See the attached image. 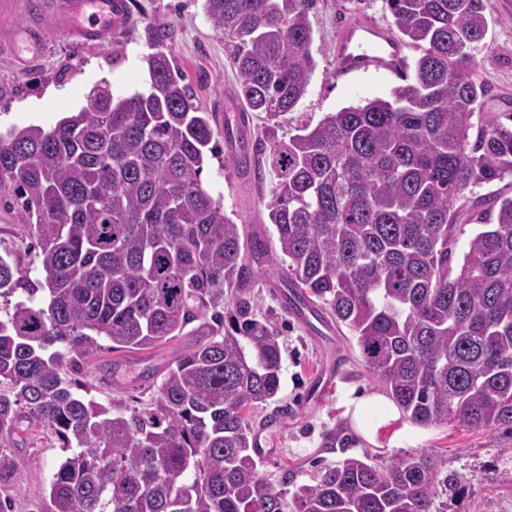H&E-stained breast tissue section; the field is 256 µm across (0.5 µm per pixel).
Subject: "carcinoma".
<instances>
[{
    "instance_id": "carcinoma-1",
    "label": "carcinoma",
    "mask_w": 512,
    "mask_h": 512,
    "mask_svg": "<svg viewBox=\"0 0 512 512\" xmlns=\"http://www.w3.org/2000/svg\"><path fill=\"white\" fill-rule=\"evenodd\" d=\"M317 0H203L224 37L245 112L267 121L262 163L276 239L204 189L218 154L194 102L147 30L149 88L93 90L89 108L0 138V203L19 212L40 259L33 279L0 255V447L51 431L66 453L45 512H444L430 455L347 457L313 483L278 488L259 471L245 409L281 390L278 337L247 295V258L277 262L285 305L314 307L352 333L360 357L420 427L512 428V196L475 187L512 178V125L481 114L471 75L488 31L484 0H384L421 49L389 100L327 113L284 138L279 127L315 70ZM479 223L454 261L460 211ZM195 341L165 368L149 403L90 397L74 377L101 350Z\"/></svg>"
}]
</instances>
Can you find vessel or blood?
<instances>
[{"mask_svg": "<svg viewBox=\"0 0 512 512\" xmlns=\"http://www.w3.org/2000/svg\"><path fill=\"white\" fill-rule=\"evenodd\" d=\"M55 5L62 28L80 42L97 47L111 43L129 19L125 0H55ZM334 55L340 77L369 72L397 76L406 65L403 44L388 27L365 17L339 28Z\"/></svg>", "mask_w": 512, "mask_h": 512, "instance_id": "vessel-or-blood-1", "label": "vessel or blood"}]
</instances>
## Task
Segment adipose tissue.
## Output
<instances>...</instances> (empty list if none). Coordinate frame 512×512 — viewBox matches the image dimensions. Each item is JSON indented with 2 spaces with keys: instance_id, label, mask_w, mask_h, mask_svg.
I'll return each instance as SVG.
<instances>
[{
  "instance_id": "ef3b65f1",
  "label": "adipose tissue",
  "mask_w": 512,
  "mask_h": 512,
  "mask_svg": "<svg viewBox=\"0 0 512 512\" xmlns=\"http://www.w3.org/2000/svg\"><path fill=\"white\" fill-rule=\"evenodd\" d=\"M345 415L355 432L368 444L395 441L404 432L401 412L384 395L360 394L346 403Z\"/></svg>"
}]
</instances>
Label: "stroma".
<instances>
[{
    "label": "stroma",
    "instance_id": "stroma-1",
    "mask_svg": "<svg viewBox=\"0 0 512 512\" xmlns=\"http://www.w3.org/2000/svg\"><path fill=\"white\" fill-rule=\"evenodd\" d=\"M35 0H0V135L31 124L55 126L62 113H76L89 103L93 88L109 83L120 93H131L145 84L150 49L148 27L168 34V53L189 83L197 104L214 113L216 124L236 116L241 108L237 77L224 50V40L205 17L202 0H138L126 27L106 47L72 42L61 30L50 7L37 15L45 33L41 44L20 39L29 22ZM503 0H484L489 30L475 44L473 77L488 90L484 109L492 113L512 110V9ZM368 16L392 25L383 0H318L310 14L314 30L312 55L316 63L307 94L289 113L284 133L304 124H317L326 113L390 98L398 86L396 77L368 73L349 80L334 74L335 34L344 19ZM208 192L221 199L227 215L236 223L261 231L269 226L265 207L273 186L272 175L257 180L210 160L201 175ZM17 256L23 269L35 270L37 261L26 224L15 212L0 208V254ZM257 318L277 334L282 350L281 391L277 402L247 409L259 422L277 415L283 423L272 453L264 457L260 471L272 484L284 475L308 483L320 468L357 456L372 460L409 454H428L439 460L442 473H456L464 493H443L446 512H512V430L506 427L424 428L407 424L404 437L374 447L361 444L345 417L347 400L361 393H386V386L361 361L344 332L336 325L298 323L285 308L280 266L253 263L249 287ZM184 336L150 351L124 353L102 351L101 368L92 370L96 401L108 403L149 400V374H161L175 349L189 345ZM337 367L333 386L311 389L314 374ZM7 455L11 471L0 476V497L13 501V512H43L50 483L64 453L47 431L37 429L16 436Z\"/></svg>",
    "mask_w": 512,
    "mask_h": 512
}]
</instances>
